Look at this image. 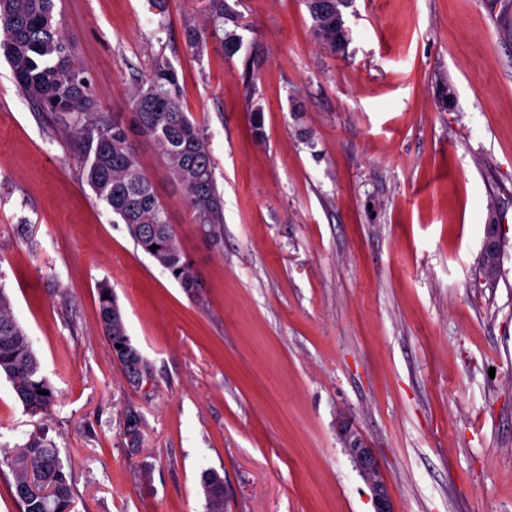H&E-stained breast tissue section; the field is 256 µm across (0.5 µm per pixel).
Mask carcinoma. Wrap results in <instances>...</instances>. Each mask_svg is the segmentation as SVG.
<instances>
[{
  "label": "carcinoma",
  "instance_id": "obj_1",
  "mask_svg": "<svg viewBox=\"0 0 512 512\" xmlns=\"http://www.w3.org/2000/svg\"><path fill=\"white\" fill-rule=\"evenodd\" d=\"M57 0H0V51L22 92L70 137L82 144L81 172L87 185L119 221L134 245L162 265L185 293L200 299L204 284L170 224L166 206L143 168L132 132L151 142L157 161L202 237L219 244L224 202L218 191L212 156L201 127L184 111L176 70L165 59L130 92V118L100 111L92 79L73 50V37L56 20ZM207 24L185 32L189 47L201 52L227 16L224 0H204ZM313 36L336 53L335 17L310 13ZM157 249L150 250L151 246ZM99 315L129 384L151 374L132 346L112 287L99 292ZM0 375L11 383L17 400L32 416L48 414L56 395L42 374L32 341L0 290ZM46 394L41 395L39 391ZM142 417L130 407L124 414L128 449L139 448ZM13 478L12 495L19 512H74L72 476L59 449L38 436L0 449V467ZM206 512H224V476L201 475Z\"/></svg>",
  "mask_w": 512,
  "mask_h": 512
}]
</instances>
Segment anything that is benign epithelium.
Returning a JSON list of instances; mask_svg holds the SVG:
<instances>
[{"mask_svg": "<svg viewBox=\"0 0 512 512\" xmlns=\"http://www.w3.org/2000/svg\"><path fill=\"white\" fill-rule=\"evenodd\" d=\"M501 238L498 226L485 227V237L481 252L482 265L498 268L501 256ZM336 433L344 451L353 461L356 469L369 486L374 503V512H396L394 500L380 462L366 439L359 432L355 422L348 416L336 421Z\"/></svg>", "mask_w": 512, "mask_h": 512, "instance_id": "7a95c632", "label": "benign epithelium"}]
</instances>
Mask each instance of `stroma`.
I'll return each instance as SVG.
<instances>
[{
  "label": "stroma",
  "instance_id": "stroma-1",
  "mask_svg": "<svg viewBox=\"0 0 512 512\" xmlns=\"http://www.w3.org/2000/svg\"><path fill=\"white\" fill-rule=\"evenodd\" d=\"M226 3L231 56L217 37L187 46L201 0H57L103 111H128L155 59L178 73L224 198L220 244L138 148L199 302L115 223L78 144L0 55V287L56 394L33 417L1 377L0 446L47 432L76 512H205L207 469L226 512H374L336 434L344 413L397 512H512V0H347L341 55L315 42L304 0ZM104 282L148 388L102 332ZM501 238L499 235L498 224H489L485 227V237L481 252L482 267L486 265L498 269L501 256ZM124 427L125 436L128 442V449L135 451L139 448L141 439L140 427L142 423V417L138 410L134 407H129L124 414ZM206 512H224V476L216 470H205L201 475Z\"/></svg>",
  "mask_w": 512,
  "mask_h": 512
}]
</instances>
